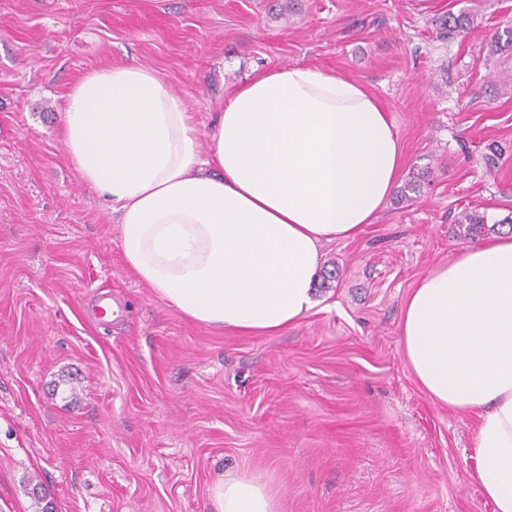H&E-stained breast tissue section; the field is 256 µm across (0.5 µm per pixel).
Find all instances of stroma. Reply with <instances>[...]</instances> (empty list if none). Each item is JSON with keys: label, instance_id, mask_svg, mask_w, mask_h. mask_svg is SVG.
<instances>
[{"label": "stroma", "instance_id": "obj_1", "mask_svg": "<svg viewBox=\"0 0 512 512\" xmlns=\"http://www.w3.org/2000/svg\"><path fill=\"white\" fill-rule=\"evenodd\" d=\"M471 29L450 32L448 14ZM512 0H0V512H213L258 476L278 512H493L477 419L434 403L399 320L469 248L457 216L512 228ZM138 63L207 130L255 72L363 82L404 146L374 223L322 246L317 306L275 336L191 321L138 281L109 202L58 126L84 74ZM123 305L105 324L99 294Z\"/></svg>", "mask_w": 512, "mask_h": 512}]
</instances>
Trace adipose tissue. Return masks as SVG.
I'll list each match as a JSON object with an SVG mask.
<instances>
[{
  "mask_svg": "<svg viewBox=\"0 0 512 512\" xmlns=\"http://www.w3.org/2000/svg\"><path fill=\"white\" fill-rule=\"evenodd\" d=\"M65 155L119 214L124 260L188 319L275 335L316 306L323 243L356 236L394 190L403 150L363 83L294 65L236 87L207 132L140 64L77 80ZM402 354L441 405L473 414L475 479L512 512V234L423 276L400 317ZM215 512H277L259 478L227 476Z\"/></svg>",
  "mask_w": 512,
  "mask_h": 512,
  "instance_id": "adipose-tissue-1",
  "label": "adipose tissue"
}]
</instances>
